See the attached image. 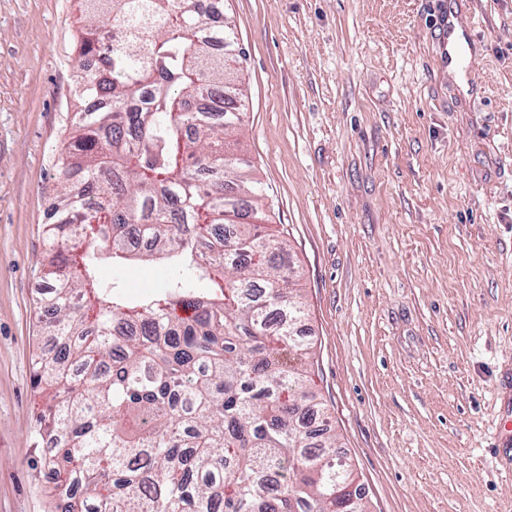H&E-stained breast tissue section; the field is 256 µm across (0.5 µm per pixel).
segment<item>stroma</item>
I'll return each instance as SVG.
<instances>
[{"label":"stroma","mask_w":512,"mask_h":512,"mask_svg":"<svg viewBox=\"0 0 512 512\" xmlns=\"http://www.w3.org/2000/svg\"><path fill=\"white\" fill-rule=\"evenodd\" d=\"M246 57L240 149L288 237L312 401L368 512H512V0H221ZM471 13L472 81L441 20ZM80 0H0V512H53L34 447L36 275L84 64ZM128 295L158 265L104 266Z\"/></svg>","instance_id":"stroma-1"}]
</instances>
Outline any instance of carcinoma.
I'll return each mask as SVG.
<instances>
[{"instance_id":"1","label":"carcinoma","mask_w":512,"mask_h":512,"mask_svg":"<svg viewBox=\"0 0 512 512\" xmlns=\"http://www.w3.org/2000/svg\"><path fill=\"white\" fill-rule=\"evenodd\" d=\"M73 133L43 224L35 443L57 512H344L328 419L307 431L305 305L238 149L245 51L205 0H83ZM105 98L91 111L85 102ZM135 234L142 245L127 244ZM164 265L131 297L106 261Z\"/></svg>"}]
</instances>
